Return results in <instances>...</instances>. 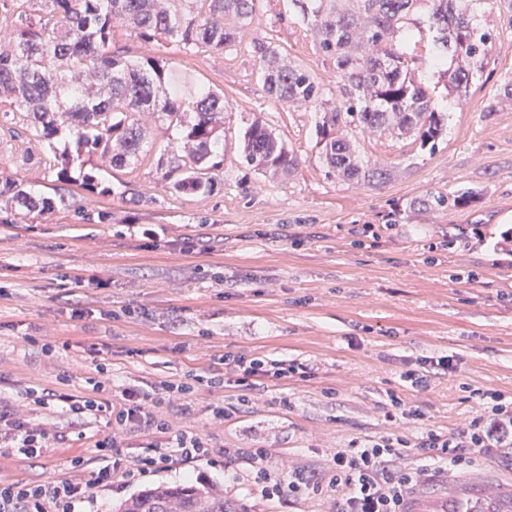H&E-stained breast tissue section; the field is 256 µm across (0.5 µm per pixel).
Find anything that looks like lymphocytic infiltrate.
I'll use <instances>...</instances> for the list:
<instances>
[{
	"label": "lymphocytic infiltrate",
	"instance_id": "f902f5d3",
	"mask_svg": "<svg viewBox=\"0 0 512 512\" xmlns=\"http://www.w3.org/2000/svg\"><path fill=\"white\" fill-rule=\"evenodd\" d=\"M221 363L236 376L239 386L260 391L267 382L297 377L307 379L311 370L294 360H269L243 354L224 353ZM221 375L192 376L180 384L162 383L154 393L136 388L121 392L122 403L112 408L99 398L103 381L93 384L94 396L78 397L60 390H30L24 400L0 405V447L27 457H38L51 448L69 447L73 438L83 437L91 421L111 414L116 432L96 440L94 452L100 461L86 483L69 480L46 483L0 482V512H76V505L89 498L91 490L109 491L120 483H132L177 462L210 457L214 448L190 431L172 430L159 408L166 399L212 394L223 385ZM477 409L453 429L433 428L408 439L388 433L353 440L325 460L322 471H308L295 463L270 470L267 448H228L224 462L246 464L252 483L266 497L299 498L330 488L339 498L338 512H405L406 502L433 470H470L475 456L512 460V397L492 390H476ZM66 415L59 425L58 415ZM132 431L145 440L144 452L124 453L119 434ZM421 463H405L410 452Z\"/></svg>",
	"mask_w": 512,
	"mask_h": 512
}]
</instances>
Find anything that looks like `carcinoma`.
I'll return each instance as SVG.
<instances>
[{"label":"carcinoma","mask_w":512,"mask_h":512,"mask_svg":"<svg viewBox=\"0 0 512 512\" xmlns=\"http://www.w3.org/2000/svg\"><path fill=\"white\" fill-rule=\"evenodd\" d=\"M256 0H0V17L15 26L14 48L0 53V103L20 113L21 128L42 143L59 197L36 195L21 181L0 177L5 209L41 214L56 204L77 210L74 189L102 196L96 158L115 168L137 164L150 152L139 121L158 115L178 137L160 150L161 180L172 193L210 194L223 166L224 96L181 80L167 59L144 54L131 60L112 48V28L127 23L148 46L173 40L186 53L222 51L236 44L255 19ZM310 20L323 54L336 62L341 100L325 98L314 74L263 43L253 47L268 93L323 113L319 131L328 176L377 186L392 176L370 163L353 133L412 137L435 148L446 131L419 71L453 59L441 71L448 87L468 92L488 62L495 35L485 22L486 0H291ZM428 29L431 44L418 49L413 29ZM243 156L254 169L289 175L298 158L266 125L252 122ZM119 512H248L224 491L155 486L125 501Z\"/></svg>","instance_id":"obj_1"}]
</instances>
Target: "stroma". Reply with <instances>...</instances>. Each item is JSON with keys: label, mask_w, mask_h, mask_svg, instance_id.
<instances>
[{"label": "stroma", "mask_w": 512, "mask_h": 512, "mask_svg": "<svg viewBox=\"0 0 512 512\" xmlns=\"http://www.w3.org/2000/svg\"><path fill=\"white\" fill-rule=\"evenodd\" d=\"M486 18L498 37L467 97L426 77L448 114V134L436 148L359 136L366 160L394 169L377 188L328 177L318 112L266 91L257 42L311 70L328 99L341 97L334 60L322 55L290 0H257L254 24L221 51L187 53L169 42L148 49L116 25L113 48L131 59L152 51L228 101L221 182L208 195L162 188L157 159L169 134L149 116L154 151L103 175L110 194L84 203L108 211L107 223L83 222L70 208L9 212L0 224V401L44 388L91 395L87 379L99 364L116 405L126 387L150 391L191 373L211 375L227 351L297 360L314 365V377L269 383L224 425L211 422L213 400L234 403L244 394L230 373L214 398L192 396L160 411L173 430L191 429L213 447L263 445L271 467L290 460L313 469L357 438L394 428L420 436L419 422L386 421L389 394L444 432L474 412L468 387L512 396V254L497 246L512 227V0H487ZM256 119L298 156L290 176L244 161L242 134ZM12 124L0 113V174L54 195L40 144L27 134L4 136ZM448 191L468 197L444 210L425 208L426 199ZM145 227L153 237L142 235ZM44 339L54 341L52 355L42 353ZM422 355L452 356L455 373L411 386L401 376L404 362ZM110 431L99 417L90 438L36 459L0 447V481L87 482L89 470L70 461L94 459L93 438ZM158 483H216L256 512L338 509L329 490L292 502L262 497L244 465L225 466L216 455L95 492L77 510L113 512Z\"/></svg>", "instance_id": "obj_1"}]
</instances>
